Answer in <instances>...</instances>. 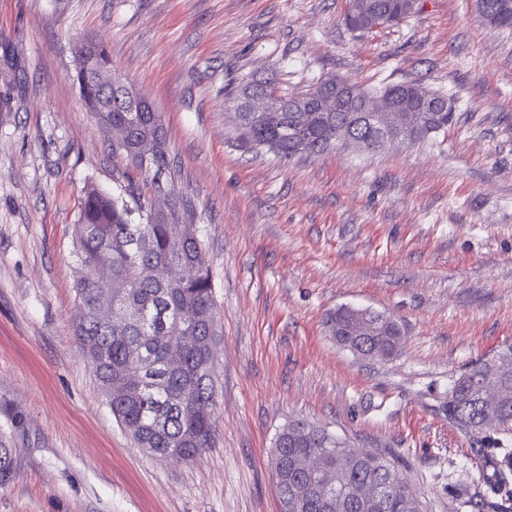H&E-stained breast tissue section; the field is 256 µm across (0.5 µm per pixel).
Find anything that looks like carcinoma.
<instances>
[{
	"label": "carcinoma",
	"instance_id": "obj_1",
	"mask_svg": "<svg viewBox=\"0 0 512 512\" xmlns=\"http://www.w3.org/2000/svg\"><path fill=\"white\" fill-rule=\"evenodd\" d=\"M480 17L488 26L512 29V0H476ZM418 8V0H350L345 26L359 33L400 24ZM79 53L90 64L77 71L80 96L87 110L102 123L112 119L124 125L128 138L112 142V151L131 159L137 181L108 194L87 186L75 224V257L83 275L76 281L75 334L90 361L101 393L112 415L134 442L159 459L169 448L184 450L192 460L211 446L216 427L213 417H190L185 409L194 403L214 404L210 370L204 368L200 337L216 335L214 287L206 252L200 240L183 239L179 226L189 212L187 201L170 194L165 208L154 207L157 178L169 170V153L161 115L134 112L145 104L129 84L108 92L96 87L94 72L111 64L105 49L93 41ZM332 95L335 112L318 111V100ZM240 122L239 146L265 149L282 159L320 156L336 149L340 128L368 142L370 152L386 148L382 134L366 120V109L377 100L404 104L411 132L406 138L424 141L452 123L450 109L433 111L448 98L409 82L370 87L364 83L327 75L297 95L281 93L276 69L252 75L231 94ZM112 111H107V108ZM177 260L186 268L179 281L166 282L152 268ZM112 292V306L120 313L114 321L99 314L98 302ZM331 335L361 354L391 358L401 340V329L375 314L359 319L336 311L328 320ZM184 342V365L172 371L167 364L166 339ZM128 379V385L120 382ZM509 391L508 400L489 409L481 396L483 384ZM455 414L448 416L458 429L475 440L491 473L488 493L512 501V346L468 367L448 392ZM309 455L322 459L319 470L307 474L294 462ZM13 453L0 441V482L13 470ZM278 479L280 512H426L413 495L395 462L380 455L363 457L336 445V437L322 428L307 429L293 421L277 435L272 458Z\"/></svg>",
	"mask_w": 512,
	"mask_h": 512
}]
</instances>
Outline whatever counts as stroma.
I'll return each mask as SVG.
<instances>
[{
  "label": "stroma",
  "mask_w": 512,
  "mask_h": 512,
  "mask_svg": "<svg viewBox=\"0 0 512 512\" xmlns=\"http://www.w3.org/2000/svg\"><path fill=\"white\" fill-rule=\"evenodd\" d=\"M349 0H0V512H279L289 422L399 463L427 512H478L482 462L448 420L471 364L512 345V32L476 0H420L359 34ZM162 116L165 189L191 204L214 284L216 431L163 461L115 420L74 333L73 226L84 189L128 162L85 110V39ZM276 67L281 91L327 73L413 82L455 120L369 157L239 147L224 92ZM396 319L389 359L340 348L329 313Z\"/></svg>",
  "instance_id": "stroma-1"
}]
</instances>
